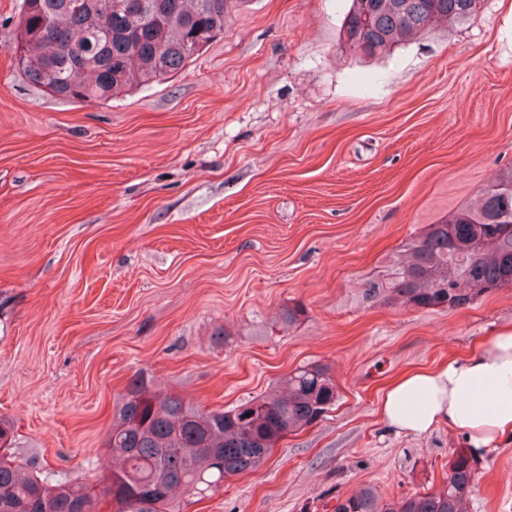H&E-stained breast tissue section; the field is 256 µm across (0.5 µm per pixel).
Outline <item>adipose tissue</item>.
Segmentation results:
<instances>
[{"label":"adipose tissue","instance_id":"ef3b65f1","mask_svg":"<svg viewBox=\"0 0 512 512\" xmlns=\"http://www.w3.org/2000/svg\"><path fill=\"white\" fill-rule=\"evenodd\" d=\"M386 426L421 436L445 424L463 433L479 456L512 435V330L488 348L440 368L407 374L381 399Z\"/></svg>","mask_w":512,"mask_h":512}]
</instances>
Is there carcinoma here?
<instances>
[{
	"label": "carcinoma",
	"instance_id": "obj_1",
	"mask_svg": "<svg viewBox=\"0 0 512 512\" xmlns=\"http://www.w3.org/2000/svg\"><path fill=\"white\" fill-rule=\"evenodd\" d=\"M139 13H112L108 29L87 0H23L14 54L49 52L20 68L32 83L80 103L108 102L182 69L224 31L237 0H143ZM481 0H352L343 41L365 57L403 44L443 21L460 24ZM409 260L392 259L366 278L363 303L459 309L512 288V168L501 171L478 201L403 244ZM338 397L330 366L309 363L264 394L230 409L204 410L151 390L135 377L113 405L105 448L119 466L99 481L52 480L13 451L0 453V512H180L176 493L200 499L231 476L266 461L286 435L310 426ZM474 461L460 449L432 492L380 504L371 487L339 500L336 512H464L474 487ZM160 483L162 491L133 494ZM111 485L108 497L96 486Z\"/></svg>",
	"mask_w": 512,
	"mask_h": 512
}]
</instances>
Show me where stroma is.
Instances as JSON below:
<instances>
[{"label":"stroma","instance_id":"obj_1","mask_svg":"<svg viewBox=\"0 0 512 512\" xmlns=\"http://www.w3.org/2000/svg\"><path fill=\"white\" fill-rule=\"evenodd\" d=\"M21 2L0 0V419L16 453L94 481L133 376L228 409L320 362L332 410L182 512L436 490L464 434H395L379 398L511 329L512 288L457 310L358 295L512 168V0L370 58L341 39L352 0H246L177 73L104 104L20 73ZM475 468L467 512H512V439Z\"/></svg>","mask_w":512,"mask_h":512}]
</instances>
